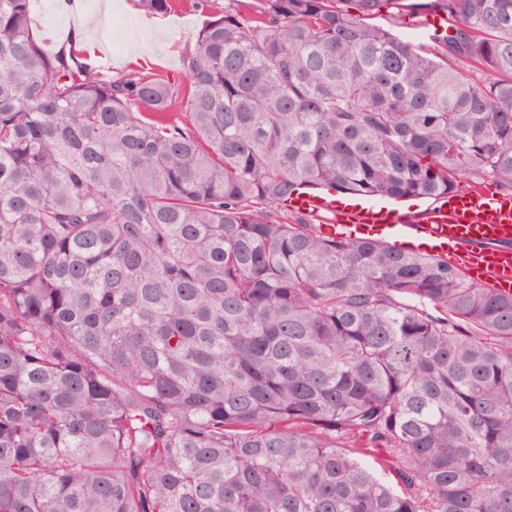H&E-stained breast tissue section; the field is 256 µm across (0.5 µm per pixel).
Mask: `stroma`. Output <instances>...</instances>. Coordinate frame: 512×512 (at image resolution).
<instances>
[{
    "instance_id": "obj_1",
    "label": "stroma",
    "mask_w": 512,
    "mask_h": 512,
    "mask_svg": "<svg viewBox=\"0 0 512 512\" xmlns=\"http://www.w3.org/2000/svg\"><path fill=\"white\" fill-rule=\"evenodd\" d=\"M81 11L61 14L56 0H35L33 22L46 50L76 36V47L91 55L96 66L116 78L132 70L182 80V57L194 45V36L211 13L180 0L164 15L138 11L131 0H79Z\"/></svg>"
}]
</instances>
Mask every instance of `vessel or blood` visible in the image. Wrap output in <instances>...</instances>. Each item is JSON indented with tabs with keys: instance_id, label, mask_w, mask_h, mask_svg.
Instances as JSON below:
<instances>
[{
	"instance_id": "obj_1",
	"label": "vessel or blood",
	"mask_w": 512,
	"mask_h": 512,
	"mask_svg": "<svg viewBox=\"0 0 512 512\" xmlns=\"http://www.w3.org/2000/svg\"><path fill=\"white\" fill-rule=\"evenodd\" d=\"M286 208L310 217L330 214L334 223L327 234L367 235L392 245H419L427 253L448 260L463 274L478 273L491 288L512 285V203L493 197L485 188L449 195L430 207L423 223L387 203L337 200L335 193L304 191L285 203ZM451 242L466 248L447 252Z\"/></svg>"
}]
</instances>
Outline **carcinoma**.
I'll list each match as a JSON object with an SVG mask.
<instances>
[{
    "label": "carcinoma",
    "mask_w": 512,
    "mask_h": 512,
    "mask_svg": "<svg viewBox=\"0 0 512 512\" xmlns=\"http://www.w3.org/2000/svg\"><path fill=\"white\" fill-rule=\"evenodd\" d=\"M202 2L181 83L0 0V512H512V291L284 208L512 193V0ZM382 16L376 19V21L380 23L387 24V22H392L394 24V31L402 35L403 37L412 38L413 42L417 46H421L425 49H431L432 40L428 38L427 34L424 32L422 25L420 24L422 17L411 19L408 15H405L401 21L396 20L390 15L397 16L398 9L395 5H391V8H384L381 12Z\"/></svg>",
    "instance_id": "cac0c4a2"
}]
</instances>
